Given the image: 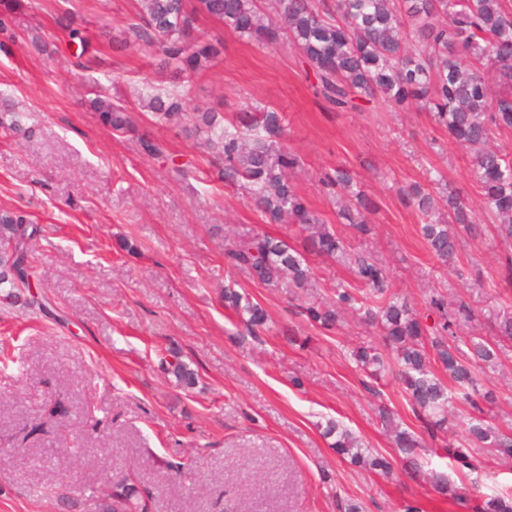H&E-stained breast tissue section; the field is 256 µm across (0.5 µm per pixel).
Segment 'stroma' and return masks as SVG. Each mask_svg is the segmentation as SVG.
I'll return each mask as SVG.
<instances>
[{
    "label": "stroma",
    "instance_id": "1",
    "mask_svg": "<svg viewBox=\"0 0 512 512\" xmlns=\"http://www.w3.org/2000/svg\"><path fill=\"white\" fill-rule=\"evenodd\" d=\"M16 17L20 39L0 53V90L27 113L34 133L0 130V209L25 211L39 235L29 262L32 288L22 301L0 303V512H99L106 477L135 473L152 512H341L352 500L363 512H479L512 491V458L483 448L466 472L442 447L460 441L472 414L458 404L437 435L413 411L390 374L372 379L350 353L383 348L378 327L349 311L332 329L306 321L300 307L328 305L337 286L355 287L347 264L311 259L309 287L265 285L227 265V249L268 234L297 245L295 224H268L243 189L224 183L202 140L183 126L155 123L143 108L147 86L231 120L238 112H282L284 143L303 166L294 181L349 252L369 251L396 292L426 316L438 292L467 303L456 343L498 341L497 363L479 373L485 417L512 437V339L498 323L512 313V250L501 244L469 180L471 154L416 109L391 111L376 100L351 112L328 111L315 79L288 43L257 45L222 24L199 18L197 29L220 40V53L197 73L164 65L154 48L126 42L139 0H73L97 63L72 65L56 17L63 0H39ZM53 47L38 52L32 36ZM108 93L136 111L138 131L104 127L87 100ZM147 134L164 153H145ZM189 169L179 178L175 166ZM462 187L477 215L460 233L453 264L443 265L420 232L402 187L426 184L430 168ZM350 171L375 202L373 229L358 236L319 182L323 171ZM259 302L269 321L249 335L224 306L225 286ZM198 371L184 391L174 362ZM395 414L418 440L406 463L378 407ZM337 421L393 464L384 474L351 465L324 429ZM446 478L434 488L429 472Z\"/></svg>",
    "mask_w": 512,
    "mask_h": 512
}]
</instances>
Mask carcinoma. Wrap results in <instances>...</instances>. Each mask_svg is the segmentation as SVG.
I'll return each mask as SVG.
<instances>
[{"mask_svg": "<svg viewBox=\"0 0 512 512\" xmlns=\"http://www.w3.org/2000/svg\"><path fill=\"white\" fill-rule=\"evenodd\" d=\"M274 15L263 11L261 0H143L128 33L136 42L155 46L181 70L195 72L217 53L209 41L192 38L199 17L216 20L240 37L261 46L287 39L309 65L316 87L328 109L348 112L360 103L383 98L395 110L414 107L448 133L454 144L474 151L470 176L482 197L484 214L496 224L500 241L512 247V157L492 145L502 132L512 131V6L507 0H275ZM20 0H0V49L16 42V10ZM75 13L66 10L57 24L75 46L76 65L87 68L83 57L89 47L84 31L74 26ZM101 123L120 133L137 131L134 110L98 94L89 100ZM148 108L160 123L192 122L191 132L214 150L221 167L219 177L239 185L267 224L288 220L308 232L306 252L264 234L248 246L226 253L228 262L267 285L288 281L302 288L311 280L306 254L350 262L361 288L358 293L336 291V308H305L307 319L324 329L338 321L337 309L362 312L377 325L396 356V373L414 408L433 429L447 420L449 404L458 401L481 411L474 363L493 364L499 345L471 341L473 360L464 361L447 337L461 319L473 316L465 303L448 310L441 297H433L429 311L437 317L434 336L410 304L391 291L384 266L367 252L347 253L344 241L310 207L288 176L301 164L299 156L280 145L285 135L279 112L265 110L252 121L243 115L224 125L215 113L182 112L178 99L155 95ZM0 127L17 135L33 134L23 113L0 112ZM328 193L347 199L340 216L359 235L371 231L375 205L357 189L349 171L324 172ZM430 187L412 184L403 195L418 211L421 233L444 263L454 261L458 232L476 223L468 198L449 184L438 170L429 176ZM39 229L22 211H0V298L19 297L30 287L29 249ZM224 305L241 318L251 332L265 326V309L232 288L224 289ZM433 354H428L426 347ZM357 365L374 378L389 367L377 349L359 346L353 351ZM439 363L448 373V387L430 370ZM176 384L197 385L198 371L184 363L172 365ZM382 421L394 426L395 444L405 454L418 447L417 439L395 424L394 415L379 410ZM325 434L335 435L336 454L360 467L391 469L384 457L366 455L362 443L337 421ZM468 445H487L512 457V439L500 435L481 417H469L464 437ZM102 512H149L128 478L107 482ZM482 512H512V495H495Z\"/></svg>", "mask_w": 512, "mask_h": 512, "instance_id": "cac0c4a2", "label": "carcinoma"}]
</instances>
